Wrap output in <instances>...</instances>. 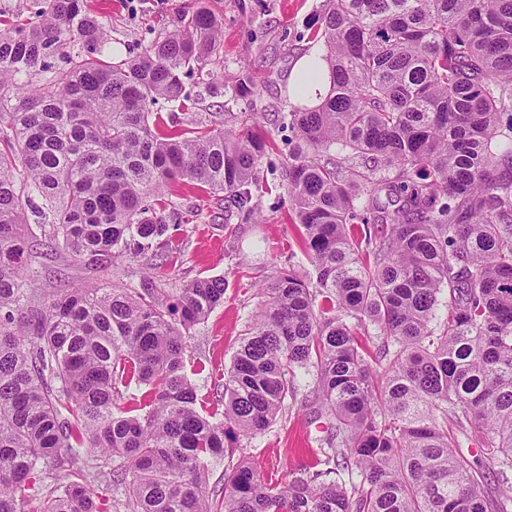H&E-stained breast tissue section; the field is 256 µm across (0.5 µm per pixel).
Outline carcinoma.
I'll list each match as a JSON object with an SVG mask.
<instances>
[{"label":"carcinoma","mask_w":512,"mask_h":512,"mask_svg":"<svg viewBox=\"0 0 512 512\" xmlns=\"http://www.w3.org/2000/svg\"><path fill=\"white\" fill-rule=\"evenodd\" d=\"M27 13L0 27V512H112L80 448L120 460L124 512H512V0H325L331 88L292 110L285 171L312 270L262 284L222 413L198 409L186 363L224 278L40 294L27 213L88 266L165 264L199 217L172 201L182 185L251 220L266 141L219 112L166 126L153 110L187 98L224 19L191 0L115 63L88 0ZM234 95H257L248 74ZM298 370L326 419L319 468L273 482L237 435L276 421ZM462 436L489 451L495 493Z\"/></svg>","instance_id":"cac0c4a2"}]
</instances>
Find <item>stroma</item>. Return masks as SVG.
Returning a JSON list of instances; mask_svg holds the SVG:
<instances>
[{"instance_id":"35a3bbf8","label":"stroma","mask_w":512,"mask_h":512,"mask_svg":"<svg viewBox=\"0 0 512 512\" xmlns=\"http://www.w3.org/2000/svg\"><path fill=\"white\" fill-rule=\"evenodd\" d=\"M94 11L106 12L111 31L109 58L136 55L160 33L177 24L180 9L188 0H143L131 8L129 0H90ZM324 0H212L224 16L221 53L202 70L183 79L193 112H220L227 126H249L254 134L270 141L273 151L259 167V192L255 220L241 221L225 207L223 195L188 190L189 201L200 206L201 219L182 225L179 252L164 269L168 287L179 288L205 276H224V304L189 330V364L203 362L205 371L191 374L199 399L209 408H222L215 389L225 367L239 347V340L260 302L264 280L284 267H308L294 224L291 203L282 176L292 137L287 117V86L294 66L323 42L314 23ZM249 74L259 94L250 100L234 98L233 88L242 74ZM256 113L245 121V113ZM143 268L139 262L114 258L111 266L85 268L68 253L60 252L39 268L38 287L52 289L59 281L103 288H135ZM311 377L298 375L297 394L287 409L265 432L241 437L250 462L258 470L287 478L290 471L312 460L311 450L321 426L313 422Z\"/></svg>"}]
</instances>
